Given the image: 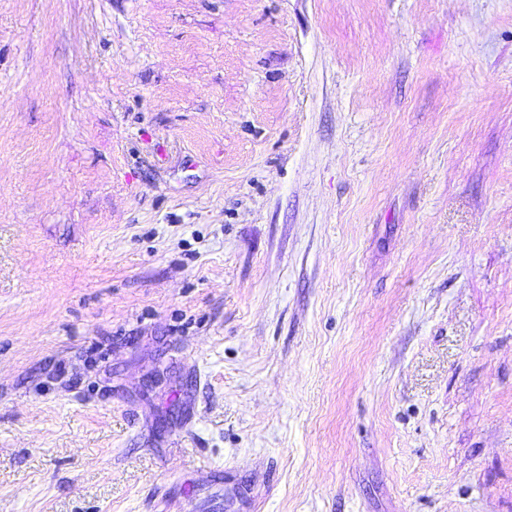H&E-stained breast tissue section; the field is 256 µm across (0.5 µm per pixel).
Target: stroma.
<instances>
[{
    "label": "stroma",
    "mask_w": 512,
    "mask_h": 512,
    "mask_svg": "<svg viewBox=\"0 0 512 512\" xmlns=\"http://www.w3.org/2000/svg\"><path fill=\"white\" fill-rule=\"evenodd\" d=\"M0 512H512V0H0Z\"/></svg>",
    "instance_id": "35a3bbf8"
}]
</instances>
